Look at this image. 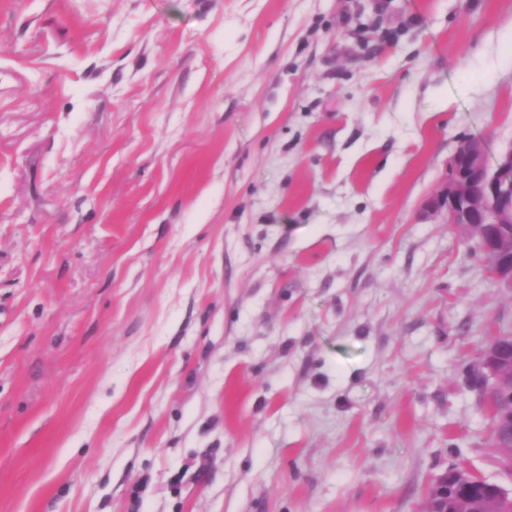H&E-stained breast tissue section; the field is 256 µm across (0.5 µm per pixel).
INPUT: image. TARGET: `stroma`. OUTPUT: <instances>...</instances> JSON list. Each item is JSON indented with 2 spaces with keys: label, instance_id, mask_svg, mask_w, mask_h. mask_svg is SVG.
I'll list each match as a JSON object with an SVG mask.
<instances>
[{
  "label": "stroma",
  "instance_id": "stroma-1",
  "mask_svg": "<svg viewBox=\"0 0 512 512\" xmlns=\"http://www.w3.org/2000/svg\"><path fill=\"white\" fill-rule=\"evenodd\" d=\"M462 137L512 144V0H0V512L512 488ZM499 340L504 341L498 343ZM508 341L512 349V336H498L497 339L493 340L484 350L481 359L483 372L480 374V377H483L482 386L485 388L495 385L500 372H511V377L509 374H506L499 385L491 387L486 392V399L483 401L484 407H489L492 413L490 426L491 439L493 444L498 448L503 447L496 438L499 436L507 440L509 437V426L508 424L505 426L504 423H501L499 427V424L496 425L495 422L500 420L502 416L509 414L512 409V384L509 389L512 378V356L508 359L506 352Z\"/></svg>",
  "mask_w": 512,
  "mask_h": 512
}]
</instances>
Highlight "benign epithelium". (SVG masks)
<instances>
[{
	"instance_id": "benign-epithelium-1",
	"label": "benign epithelium",
	"mask_w": 512,
	"mask_h": 512,
	"mask_svg": "<svg viewBox=\"0 0 512 512\" xmlns=\"http://www.w3.org/2000/svg\"><path fill=\"white\" fill-rule=\"evenodd\" d=\"M512 145L501 151L495 164L487 160L482 142L463 137L448 161V177L424 205L434 216L477 237L495 281L512 289ZM512 336L493 340L484 350L482 386L495 385L499 373L512 372L507 343Z\"/></svg>"
}]
</instances>
